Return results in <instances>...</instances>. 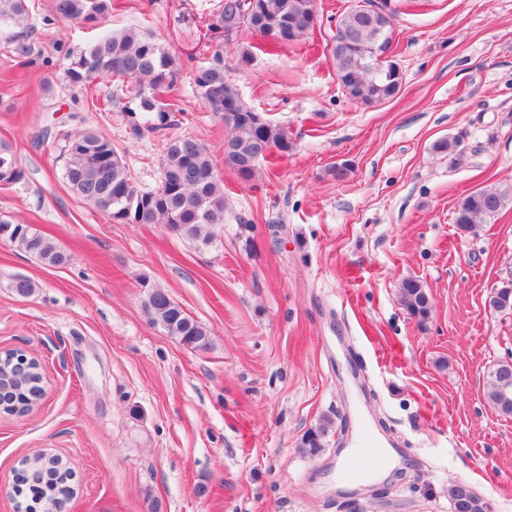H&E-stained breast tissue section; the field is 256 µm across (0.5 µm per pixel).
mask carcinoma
<instances>
[{
    "label": "carcinoma",
    "instance_id": "carcinoma-1",
    "mask_svg": "<svg viewBox=\"0 0 512 512\" xmlns=\"http://www.w3.org/2000/svg\"><path fill=\"white\" fill-rule=\"evenodd\" d=\"M55 17L89 23L112 12V0H53ZM397 11L380 14L355 4L338 15L336 33L330 47L331 63L344 95L362 106H374L393 99L401 90L404 73L393 58H384L389 31L393 30ZM320 25L316 0H224L210 24L218 32L229 33L244 27L257 34L264 44L275 49L284 44L278 32L288 28V42L295 43L313 33ZM34 26L29 22L28 0H0V42L18 55L31 53L30 37ZM70 63L64 69L65 80L73 87H86L98 80L129 79L126 87L127 111L140 115L141 129L160 130L168 123L170 104L162 102L158 90L173 82L179 72L178 58L152 34L138 28L112 32L95 44L67 53ZM194 85L209 108L221 114L226 136L224 167L241 180L255 176L260 160L273 152L290 153L295 143L284 128L264 120L246 104L236 88L224 76L220 61L198 70ZM462 136L437 142L434 149L460 165ZM0 171L10 173L0 183H17L23 179L13 145L0 141ZM64 178L70 189L95 209L120 224H165L179 235L203 244L212 239L211 229L224 222V184L218 178L208 147L193 137L166 139L161 160L160 186L145 191L131 176L103 134L78 132L67 148ZM512 205V183L475 190L459 202L453 223L459 232L470 234L476 227ZM0 239L38 258L43 264L57 267L69 262L70 256L45 237L32 224L0 219ZM10 288L26 298L38 285L29 277L17 275ZM405 309L420 323H425L432 309L430 295L417 278L404 279L399 287ZM488 306L497 312H512V279L494 288ZM146 309L155 323L168 335L193 349L205 348L209 342L207 328L192 318L166 292L154 289ZM41 379L40 365L23 372L6 354L0 358V380L10 388V400L21 408L27 406L33 389ZM486 400L500 415L512 417V361H501L489 374ZM330 422L308 430L302 447L315 454L325 447ZM31 474L29 492L45 503L70 493L69 468L57 459L45 457L28 465ZM453 512H488L487 502L465 483L448 489Z\"/></svg>",
    "mask_w": 512,
    "mask_h": 512
}]
</instances>
